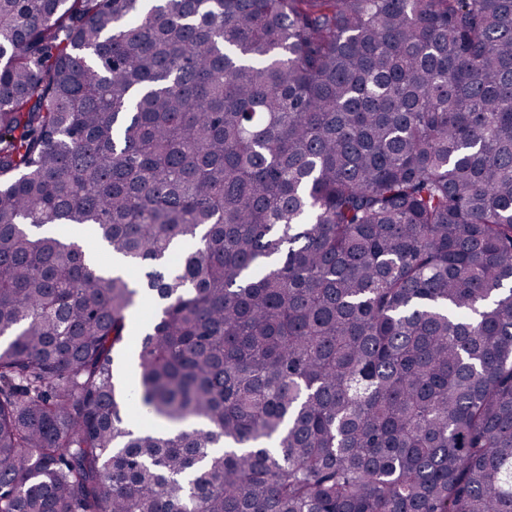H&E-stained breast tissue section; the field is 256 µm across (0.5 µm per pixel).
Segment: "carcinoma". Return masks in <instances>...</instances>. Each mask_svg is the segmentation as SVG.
I'll list each match as a JSON object with an SVG mask.
<instances>
[{"instance_id": "obj_1", "label": "carcinoma", "mask_w": 512, "mask_h": 512, "mask_svg": "<svg viewBox=\"0 0 512 512\" xmlns=\"http://www.w3.org/2000/svg\"><path fill=\"white\" fill-rule=\"evenodd\" d=\"M0 512H512V0H0Z\"/></svg>"}]
</instances>
